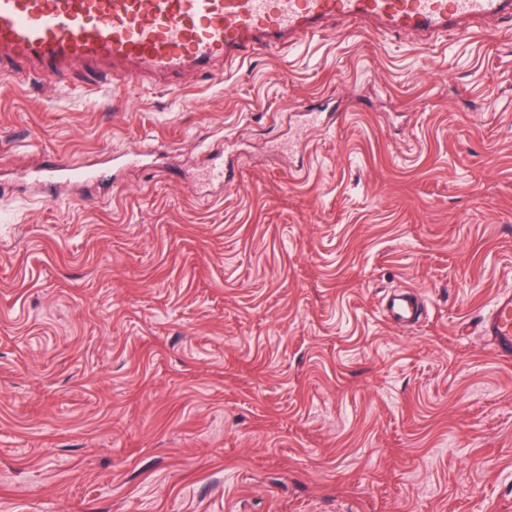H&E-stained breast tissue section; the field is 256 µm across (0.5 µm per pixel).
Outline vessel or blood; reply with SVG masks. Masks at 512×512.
<instances>
[{
  "instance_id": "obj_1",
  "label": "vessel or blood",
  "mask_w": 512,
  "mask_h": 512,
  "mask_svg": "<svg viewBox=\"0 0 512 512\" xmlns=\"http://www.w3.org/2000/svg\"><path fill=\"white\" fill-rule=\"evenodd\" d=\"M511 15L512 0H0V77L60 78L81 73L94 92L114 72L142 78L210 73L255 47L313 36L331 19L429 38L453 30L463 39L491 17ZM98 164L48 158L37 178L106 177ZM501 356L512 357V296L496 299L482 320Z\"/></svg>"
}]
</instances>
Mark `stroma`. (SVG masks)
<instances>
[{"label":"stroma","instance_id":"stroma-1","mask_svg":"<svg viewBox=\"0 0 512 512\" xmlns=\"http://www.w3.org/2000/svg\"><path fill=\"white\" fill-rule=\"evenodd\" d=\"M76 83L0 77V512H512L511 16ZM144 143L180 169L26 178ZM482 331L489 336L501 356L512 357V296L503 295L496 299L482 320Z\"/></svg>","mask_w":512,"mask_h":512}]
</instances>
